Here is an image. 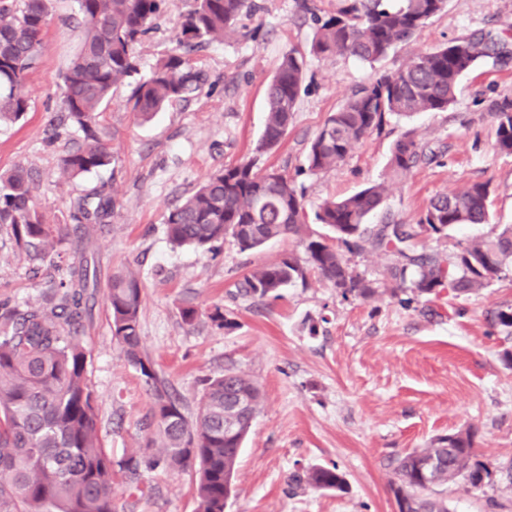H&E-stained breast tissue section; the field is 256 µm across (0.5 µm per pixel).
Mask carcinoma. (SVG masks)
<instances>
[{
  "instance_id": "carcinoma-1",
  "label": "carcinoma",
  "mask_w": 512,
  "mask_h": 512,
  "mask_svg": "<svg viewBox=\"0 0 512 512\" xmlns=\"http://www.w3.org/2000/svg\"><path fill=\"white\" fill-rule=\"evenodd\" d=\"M84 25L80 52L64 77L68 119L85 133L84 141L62 159L71 177L107 167L112 154L106 134L94 127L112 89L137 71L141 45L164 0H76ZM447 0H340L336 14L319 16L303 0L315 32L311 52L323 59L352 57L374 66L398 45L410 41L446 6ZM255 7L252 0H196L184 18L178 48L161 58L152 76L138 84L132 110L149 117L175 100H185L200 86L189 54L206 41L221 39L238 18ZM49 16L48 0H21L13 6L0 0V122L19 120L29 107L23 91ZM506 44L483 31L443 47L420 51L393 72H377L330 114L310 142L306 162L317 173L353 151L385 116L442 112L456 102L463 75L481 60L504 55ZM304 56L284 54L267 89V114L256 151L267 152L288 131L300 96ZM496 148L512 154V99L495 106ZM436 151L407 131L396 141L388 167L403 177ZM385 185L374 184L341 200L323 202L315 220L331 229L326 238L306 224L305 196L280 172L254 170L252 162L228 166L209 176L196 191L172 206L166 217L168 235L179 246L212 248L231 237L242 251L255 250L277 237H296L305 263L293 255L254 269L238 284L246 297H277L282 288L305 279L307 268L318 271L343 296L371 299L396 295L404 285L416 294L449 289L468 295L499 279L512 262V225L493 239L472 242L449 264L418 249L419 230L437 236L464 224L489 221L490 184L477 182L435 196L414 224L391 218L378 225L368 217L383 206ZM112 199L99 196L95 205L75 204L76 224H46L36 210L27 172L18 167L0 173V224L10 226L16 242L43 260L64 242L84 244L93 226H106ZM396 256L387 267L394 287L365 278L346 254L365 244ZM97 287L95 271L84 258L69 267L44 306L0 303V512H118L112 491V467L135 479L143 470L192 469L196 476V512H225L232 496L243 441L262 402L258 385L241 371L203 381L195 419L190 420L159 378L144 352L140 329L142 288L139 274L129 268L112 274L106 295L112 335L125 361L145 378L151 398V419L163 440L162 450L124 457L117 462L99 445L98 415L85 372V354L77 335L91 314L89 289ZM246 400L244 425L233 437L224 435V415ZM436 463L437 485L463 479L473 488L489 476L474 448V432L438 437L427 448L396 460L397 480L391 482L398 512H448L442 499L430 496L421 477V463ZM307 482L319 490H343L335 467H317Z\"/></svg>"
}]
</instances>
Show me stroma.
I'll return each mask as SVG.
<instances>
[{
	"instance_id": "stroma-1",
	"label": "stroma",
	"mask_w": 512,
	"mask_h": 512,
	"mask_svg": "<svg viewBox=\"0 0 512 512\" xmlns=\"http://www.w3.org/2000/svg\"><path fill=\"white\" fill-rule=\"evenodd\" d=\"M253 14L234 35L191 53L205 82L185 101L167 104L150 121L133 111L131 97L158 60L176 46L180 24L195 0H165L151 32L137 49V72L114 88L98 117L112 163L77 178L60 159L83 141L82 131L60 123L64 74L81 49L75 0H49V20L25 91L29 108L0 125V171L17 167L32 178L34 202L48 224H69L74 205L98 195L113 199L108 233L66 250L58 265L33 273L25 249L0 227V300L40 306L50 282L69 264L88 257L99 288L92 319L79 332L98 409V435L113 460L145 449L153 439L145 422L151 401L140 372L128 365L112 336L106 285L118 268L139 272L143 285L141 336L157 375L180 398L187 416L197 409L202 381L232 369L248 374L264 401L247 435L235 492L225 512H396L390 484L394 461L449 433L473 429L475 448L490 476L474 489L458 480L434 487L449 512H512V368L502 360L512 337L494 325L496 310L512 305V272L472 294L449 290L418 296L410 290L373 299L342 297L317 271L258 299L237 286L255 268L287 254L302 256L297 240L282 237L240 251L225 239L220 254L173 246L168 209L224 167L253 160L256 171L279 168L305 192L310 231L326 233L314 212L319 203L382 182L385 216L416 223L436 194L475 182L491 186L490 220L422 235L421 246L451 258L474 241L512 225V154L495 146L494 105L512 97V61L484 59L464 75L456 102L444 112L387 116L343 161L313 174L306 151L324 121L375 70L350 58L326 60L310 52L312 21L301 0H255ZM486 30L512 43V0H447L444 10L397 53L381 62L394 71L420 50ZM295 49L306 66L293 121L279 147L255 146L266 117V93L283 53ZM438 151V158L401 178L388 175L396 140L404 131ZM196 308L195 325L181 318ZM222 308L234 329L214 326L207 314ZM337 467L341 492L306 483L312 468ZM112 484L125 512H194L195 473L144 474L128 495L125 477Z\"/></svg>"
}]
</instances>
